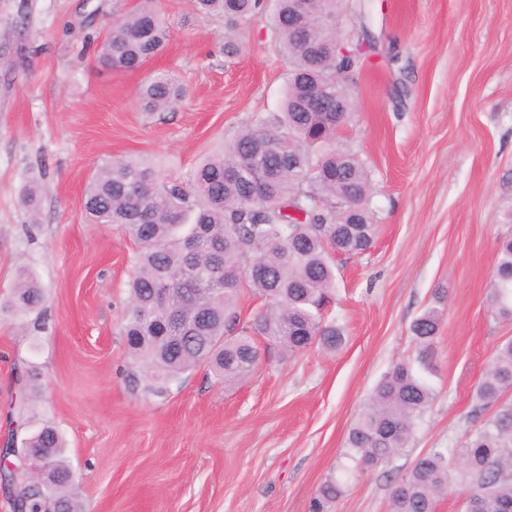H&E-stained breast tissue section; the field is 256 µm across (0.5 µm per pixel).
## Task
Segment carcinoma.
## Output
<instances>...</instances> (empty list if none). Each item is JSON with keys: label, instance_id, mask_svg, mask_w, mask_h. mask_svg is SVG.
Returning <instances> with one entry per match:
<instances>
[{"label": "carcinoma", "instance_id": "1", "mask_svg": "<svg viewBox=\"0 0 512 512\" xmlns=\"http://www.w3.org/2000/svg\"><path fill=\"white\" fill-rule=\"evenodd\" d=\"M195 9L221 16L229 26L257 16L264 0H193ZM275 0L271 39L288 67L282 112L242 128L208 154L185 179L164 175L148 160L115 158L88 183L85 207L101 224H113L138 246L122 326L129 353L146 373L150 390L169 385L201 365L230 386L252 375L261 346H277L285 358L317 347L343 348V328L323 316L336 289V258L372 246L377 233L368 207L370 169L359 154L336 146L351 99L336 73L345 74L372 49L367 6L361 0ZM309 25L319 54L302 51L288 34V16ZM169 39L166 16L142 0L115 20L99 63L132 70L158 54ZM310 91L339 99L342 112H298ZM145 109L162 112L184 96L166 75L139 91ZM301 213L291 217L288 208ZM247 288L263 301L247 325L237 299ZM45 291L29 270L18 271L0 311L19 318L42 312ZM491 302L512 317V235L499 244ZM444 292L413 323L427 366L444 319ZM512 338L495 350L476 390L492 416L467 431L453 456L432 448L418 457L391 492V512H434L437 499L457 486L465 512H512ZM33 390L14 401L17 427L34 422ZM435 398L414 367L399 361L377 384L368 409L351 428L347 445L356 466L374 468L409 447L419 421ZM28 448H50L46 475L19 483L7 454L0 480L8 499L27 512H83L72 490L65 444L58 429L43 424L27 432ZM343 495L340 480H328L313 512H329Z\"/></svg>", "mask_w": 512, "mask_h": 512}]
</instances>
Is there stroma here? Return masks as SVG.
<instances>
[{"mask_svg": "<svg viewBox=\"0 0 512 512\" xmlns=\"http://www.w3.org/2000/svg\"><path fill=\"white\" fill-rule=\"evenodd\" d=\"M139 2L0 0V295L25 265L47 297L39 330L0 313V446L25 370L84 512H310L330 477L346 484L332 512H390L418 454L455 448L488 418L476 387L512 337L490 305L498 243L512 234V0L371 2L377 53L343 77L353 107L338 143L369 163L379 233L338 260L328 310L344 348L286 360L271 346L234 387L201 366L161 395L122 336L136 247L90 220L85 188L122 156L187 175L280 112L287 68L269 16L239 23L244 47L228 60L223 19L155 0L170 22L165 50L135 71L103 70L112 21ZM159 72L185 96L148 112L138 92ZM32 183L44 188L34 219L21 203ZM439 288L446 318L424 375L435 399L411 448L355 469L348 432L381 376L417 360L411 325Z\"/></svg>", "mask_w": 512, "mask_h": 512, "instance_id": "obj_1", "label": "stroma"}]
</instances>
